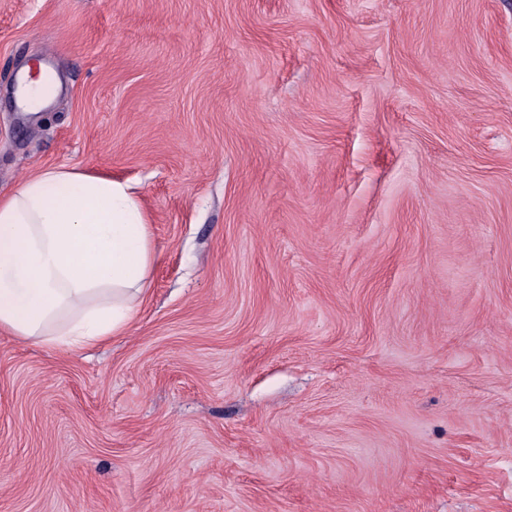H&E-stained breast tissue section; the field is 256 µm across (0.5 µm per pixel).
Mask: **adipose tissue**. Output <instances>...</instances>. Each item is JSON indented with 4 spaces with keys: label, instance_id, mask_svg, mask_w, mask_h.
<instances>
[{
    "label": "adipose tissue",
    "instance_id": "obj_1",
    "mask_svg": "<svg viewBox=\"0 0 512 512\" xmlns=\"http://www.w3.org/2000/svg\"><path fill=\"white\" fill-rule=\"evenodd\" d=\"M156 262L130 185L56 167L0 194V331L82 350L130 327Z\"/></svg>",
    "mask_w": 512,
    "mask_h": 512
}]
</instances>
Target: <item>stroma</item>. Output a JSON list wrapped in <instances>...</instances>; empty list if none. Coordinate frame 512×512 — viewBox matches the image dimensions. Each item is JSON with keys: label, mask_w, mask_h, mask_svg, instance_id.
Instances as JSON below:
<instances>
[{"label": "stroma", "mask_w": 512, "mask_h": 512, "mask_svg": "<svg viewBox=\"0 0 512 512\" xmlns=\"http://www.w3.org/2000/svg\"><path fill=\"white\" fill-rule=\"evenodd\" d=\"M58 166L156 264L0 332V512H512V0H0V193ZM25 81L20 83L18 89V101L20 106H24L26 112H38L45 104L58 85L56 76L41 66V71L36 78H32L29 68L23 71Z\"/></svg>", "instance_id": "1"}]
</instances>
